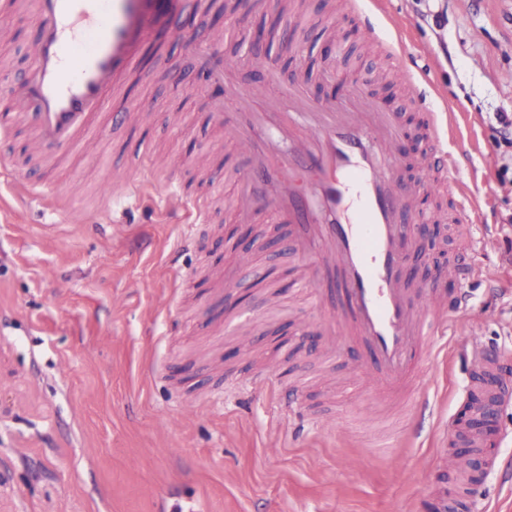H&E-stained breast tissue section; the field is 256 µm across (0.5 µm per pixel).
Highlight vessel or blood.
I'll use <instances>...</instances> for the list:
<instances>
[{"instance_id":"1","label":"vessel or blood","mask_w":512,"mask_h":512,"mask_svg":"<svg viewBox=\"0 0 512 512\" xmlns=\"http://www.w3.org/2000/svg\"><path fill=\"white\" fill-rule=\"evenodd\" d=\"M158 1L169 12L176 7V0H12L14 10L33 16L36 38L32 66L11 94V111L0 114V130L20 121L28 125L27 152L35 162L52 163L87 149L97 137V114L140 71L142 50L159 20ZM223 40L216 32L201 43L186 39L185 45L224 84L213 114L225 136L247 146L232 206L244 224L263 209L290 224L302 256L296 282L315 306L324 304L323 285L339 277L345 304L331 309L322 333L340 332L360 344L377 374L378 393L403 402L400 427L383 435L391 440L427 408L422 365L437 339L468 310L466 299L447 307L429 285L409 284L405 275L414 224L440 220L437 211L421 205L430 185L409 186L399 179V135L386 113L356 94L337 105L307 100L297 82L273 97L266 86L239 83L216 54ZM430 141L442 150L436 174L452 191L467 247L476 254L488 251L497 239L483 227L481 203L494 196V187L483 184L477 196L453 181L457 162L442 149L440 120L432 122ZM14 186L20 202L37 198L58 210V196L39 193L23 171H16ZM433 276L463 284L477 277L492 284L498 270L452 264L438 267ZM474 358L472 389L496 407L512 405V381L496 373L500 351L479 346ZM485 414V405L473 406L471 423L455 422L449 431V446L498 447L504 438L498 423H477Z\"/></svg>"}]
</instances>
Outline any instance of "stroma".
I'll return each instance as SVG.
<instances>
[{
  "mask_svg": "<svg viewBox=\"0 0 512 512\" xmlns=\"http://www.w3.org/2000/svg\"><path fill=\"white\" fill-rule=\"evenodd\" d=\"M225 2L183 0L179 14L160 17L146 76L130 86L152 122L123 124L112 105L94 150L29 169L79 222L16 202L10 163L26 133H0V512H430L441 494L455 512H512V487L487 465L494 453L512 461V408L495 410L505 438L497 451L477 449L467 480L438 464L473 347L512 351V146L496 143L512 123V0H387L392 23L380 32L401 40L410 86L371 80L386 63L363 33L371 0L355 9L314 0L317 13L340 20L349 54H325L327 31L312 22L269 45L279 82L303 71L312 98L332 73L390 97L420 134L433 111L453 112L458 179L496 188L483 211L498 232L487 259L499 282L467 284L471 314L439 340L423 384L435 413L394 448L379 447L380 428L368 423L375 371L361 349L340 337L326 356L324 336L294 349L306 318L322 312L294 288L281 307L269 305L265 278L290 280L300 261L286 225L259 213L265 231L252 262H237L242 246L229 231L240 156L211 120L214 88L200 63L170 35L182 23L195 35L215 30ZM1 29L10 70L0 83L16 86L32 64L34 28L28 15L0 13ZM172 151L189 162L210 155L211 166L170 179L140 169ZM115 168L141 182L137 200L104 197ZM174 187L205 211L166 213L158 197ZM213 268L235 273L236 287L214 293ZM261 371L265 386L226 393ZM190 393L204 402L187 418L180 406Z\"/></svg>",
  "mask_w": 512,
  "mask_h": 512,
  "instance_id": "obj_1",
  "label": "stroma"
}]
</instances>
